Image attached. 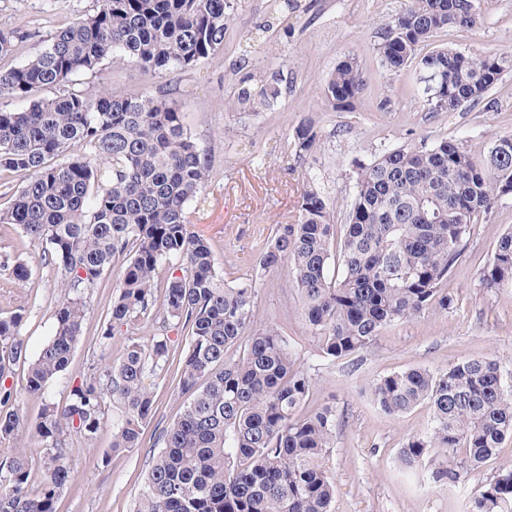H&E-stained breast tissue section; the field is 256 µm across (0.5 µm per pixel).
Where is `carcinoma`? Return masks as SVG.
Listing matches in <instances>:
<instances>
[{"label": "carcinoma", "instance_id": "1", "mask_svg": "<svg viewBox=\"0 0 512 512\" xmlns=\"http://www.w3.org/2000/svg\"><path fill=\"white\" fill-rule=\"evenodd\" d=\"M229 0H102L99 8L38 42L21 64L0 66V172L23 177L0 224L41 247L59 274L53 334L30 358L21 338L26 306L0 318V442L16 447L0 462V512H55L74 481L75 450L112 426L111 454L140 447L153 416L146 380L176 367L189 394L178 419L163 429L144 477L136 512H331L336 485L327 466L336 409L310 407L314 381L274 323L256 325L257 288L230 284L211 245L196 236L186 213L209 180L205 152L183 123L176 102L147 91L84 94L73 77L96 72L118 55L150 76L188 70L224 48ZM482 24L475 0H407L377 51L398 73L413 65L431 112L482 103L512 70V52L420 53L448 28ZM364 86L356 61H340L324 83L333 111L356 107ZM38 88L54 95L33 98ZM274 83L241 88V105L268 106ZM302 155L316 145L310 120L296 130ZM512 189V135L493 139L476 156L443 139L399 147L360 167L344 224H333L327 199L303 191L295 224L276 225L260 266H286L306 326L323 354L343 360L369 349L387 327L453 303L448 276L474 224ZM124 259L96 359L75 378L70 367L102 276ZM340 275H328L331 263ZM166 271L163 281L156 280ZM26 260L0 258V288H22ZM493 290L512 286V230L497 240L482 276ZM178 326L168 335L125 337L109 359L112 339L141 324ZM27 364L25 392L41 401L29 429L5 381ZM69 393L57 403L53 385ZM373 404L400 417L420 404L432 411L425 433L410 434L400 462L411 468L431 448L450 454L433 473L457 482L480 470L512 436V379L497 360L479 356L442 370L413 367L370 382ZM41 449L40 489L30 491L24 438ZM468 512H512V471L482 485Z\"/></svg>", "mask_w": 512, "mask_h": 512}]
</instances>
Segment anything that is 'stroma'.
I'll return each mask as SVG.
<instances>
[{"instance_id": "1", "label": "stroma", "mask_w": 512, "mask_h": 512, "mask_svg": "<svg viewBox=\"0 0 512 512\" xmlns=\"http://www.w3.org/2000/svg\"><path fill=\"white\" fill-rule=\"evenodd\" d=\"M233 18L224 33L223 50L184 71L152 77L134 64L115 58L96 73L78 75L75 90L123 95L135 91L169 94L181 107L188 132L207 153L209 182L188 210L195 235L212 246L227 280L256 283L257 322L276 323L301 365L315 378L312 401L336 409L335 446L329 468L336 482L332 512H467L474 492L498 474L512 471V437L479 473L453 484L436 483L431 473L445 459L431 452L412 470H404L398 450L407 435L426 431L432 419L422 404L402 417L384 414L365 389L373 379L410 367L443 369L473 357L499 361L512 375V288L490 291L481 282L498 237L512 228V194L473 227L465 252L448 279L453 303L424 317L388 327L376 343L356 356L332 361L308 331L287 270L265 272L258 247L277 224L298 218L300 195L315 181L344 223L355 195L360 163L400 146L432 144L441 139L462 143L483 154L496 136L512 134V71L490 90L498 109L482 105L431 112L413 69L386 71L377 44L385 25L393 23L405 0H298L288 17H272L269 0H232ZM483 24L473 30L451 28L438 34L433 47L469 53L512 51V0H475ZM96 0H0V29L23 38L0 65L21 64L36 41L95 9ZM357 61L365 86L355 109L326 108L327 75L345 59ZM279 73L280 97L273 106L241 109L236 97L244 76ZM312 118L320 138L306 157L295 153V131ZM21 253L35 274L21 289L30 313L21 334L29 354L49 338L57 276L40 263V249L26 245L14 226L0 224V254ZM114 276H107L93 298L84 336L71 365L81 375L95 350L105 322ZM156 412L144 430L140 448L111 454L112 429L77 449V479L59 497L56 512H133L143 487L146 464L158 449L163 428L180 415L186 399L174 373L150 378Z\"/></svg>"}]
</instances>
